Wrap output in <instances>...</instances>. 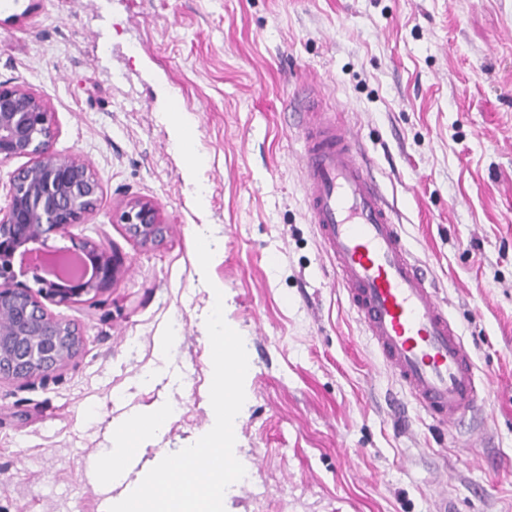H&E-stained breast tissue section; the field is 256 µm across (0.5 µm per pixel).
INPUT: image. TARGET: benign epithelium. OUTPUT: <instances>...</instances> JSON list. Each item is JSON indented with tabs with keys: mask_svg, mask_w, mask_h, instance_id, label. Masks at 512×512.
<instances>
[{
	"mask_svg": "<svg viewBox=\"0 0 512 512\" xmlns=\"http://www.w3.org/2000/svg\"><path fill=\"white\" fill-rule=\"evenodd\" d=\"M55 135L54 112L43 97L21 85L0 83V162L28 159L13 173L7 205L0 207V377L42 376L64 365L79 345V332L50 313L45 302L95 298L121 273L115 256L84 241L74 249L91 263L90 278L54 281L39 275L49 261L48 235L65 233L95 212L102 195L86 159L51 149ZM113 222L125 225L142 243L166 232L158 206L149 199L127 202ZM17 259L35 268L38 289L16 281Z\"/></svg>",
	"mask_w": 512,
	"mask_h": 512,
	"instance_id": "obj_1",
	"label": "benign epithelium"
}]
</instances>
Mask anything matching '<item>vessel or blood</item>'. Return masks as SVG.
Returning <instances> with one entry per match:
<instances>
[{
  "instance_id": "vessel-or-blood-1",
  "label": "vessel or blood",
  "mask_w": 512,
  "mask_h": 512,
  "mask_svg": "<svg viewBox=\"0 0 512 512\" xmlns=\"http://www.w3.org/2000/svg\"><path fill=\"white\" fill-rule=\"evenodd\" d=\"M300 128L307 215L337 286L385 368L436 423H456L480 401L472 354L408 249L356 133L335 111L310 104Z\"/></svg>"
}]
</instances>
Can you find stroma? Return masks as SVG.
Segmentation results:
<instances>
[{
  "instance_id": "35a3bbf8",
  "label": "stroma",
  "mask_w": 512,
  "mask_h": 512,
  "mask_svg": "<svg viewBox=\"0 0 512 512\" xmlns=\"http://www.w3.org/2000/svg\"><path fill=\"white\" fill-rule=\"evenodd\" d=\"M0 82L46 98L53 150L102 184L48 246L122 263L94 302L48 303L82 335L64 366L0 380V512H104L124 488L90 470L147 407L176 413L129 481L206 433L218 300L249 357L225 512H512V0H0ZM312 95L357 133L472 352L485 391L458 425L418 407L336 285L292 117ZM135 197L162 242L113 223Z\"/></svg>"
}]
</instances>
